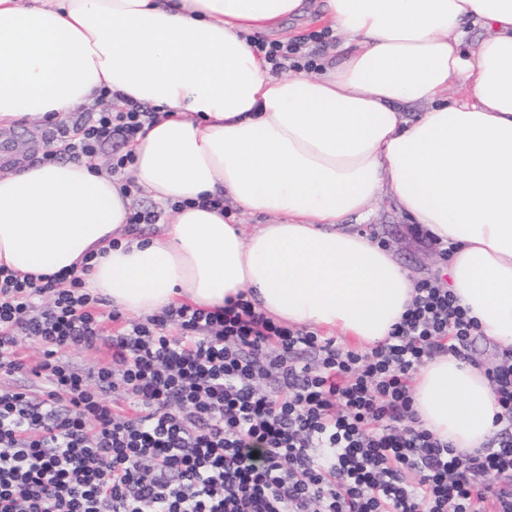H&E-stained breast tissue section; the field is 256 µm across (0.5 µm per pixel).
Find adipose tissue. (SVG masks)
Here are the masks:
<instances>
[{"label": "adipose tissue", "mask_w": 512, "mask_h": 512, "mask_svg": "<svg viewBox=\"0 0 512 512\" xmlns=\"http://www.w3.org/2000/svg\"><path fill=\"white\" fill-rule=\"evenodd\" d=\"M307 0H0V127L67 113L101 88L156 108L132 176L167 223L127 238L131 199L86 164L0 175V266L81 269L137 315L251 293L290 326L369 350L413 298L395 254L352 229L389 199L448 248L447 287L512 350V0H324L336 55L274 74L256 35ZM479 27L471 37L469 26ZM417 104L418 117L402 107ZM229 199L257 230L203 206ZM413 408L456 454L499 429L484 365L434 355Z\"/></svg>", "instance_id": "ef3b65f1"}]
</instances>
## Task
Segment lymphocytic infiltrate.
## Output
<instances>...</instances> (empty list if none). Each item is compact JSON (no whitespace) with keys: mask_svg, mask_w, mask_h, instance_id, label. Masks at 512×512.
<instances>
[{"mask_svg":"<svg viewBox=\"0 0 512 512\" xmlns=\"http://www.w3.org/2000/svg\"><path fill=\"white\" fill-rule=\"evenodd\" d=\"M157 118L101 90L52 121L40 161H91ZM101 304L83 275L0 267V370L41 387L0 389V512H512V351L487 372L501 428L483 448L460 458L414 417L413 376L478 331L439 279L364 352L244 292L143 322ZM102 346L89 372L63 359Z\"/></svg>","mask_w":512,"mask_h":512,"instance_id":"lymphocytic-infiltrate-1","label":"lymphocytic infiltrate"}]
</instances>
